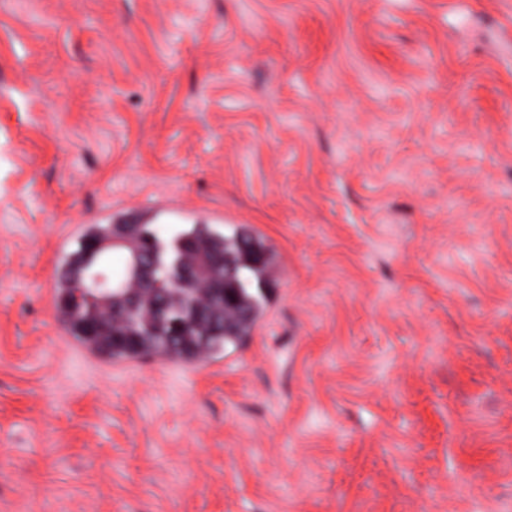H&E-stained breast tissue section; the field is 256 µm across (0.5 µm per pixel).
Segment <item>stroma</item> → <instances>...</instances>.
<instances>
[{"label":"stroma","mask_w":512,"mask_h":512,"mask_svg":"<svg viewBox=\"0 0 512 512\" xmlns=\"http://www.w3.org/2000/svg\"><path fill=\"white\" fill-rule=\"evenodd\" d=\"M133 218L264 239L245 346L65 333ZM0 512H512V0H0Z\"/></svg>","instance_id":"stroma-1"}]
</instances>
